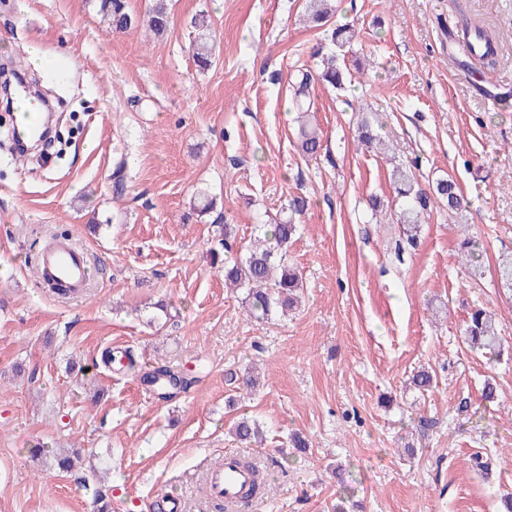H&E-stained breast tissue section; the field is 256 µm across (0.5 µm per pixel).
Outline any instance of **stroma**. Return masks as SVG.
Here are the masks:
<instances>
[{
  "label": "stroma",
  "instance_id": "35a3bbf8",
  "mask_svg": "<svg viewBox=\"0 0 512 512\" xmlns=\"http://www.w3.org/2000/svg\"><path fill=\"white\" fill-rule=\"evenodd\" d=\"M335 4L336 23L359 33L352 85L316 86L312 161L288 91L323 37L304 0H168L160 35L110 31L99 0L0 5V61L28 66L41 46L47 67L29 75L65 116L58 158L0 148V512H96L99 491L111 512H158L161 492L209 512L200 488L228 451L270 468L252 512H332L339 499L362 512H499L512 495V293L495 273L512 252V104L478 92L485 75L512 87V0ZM201 12L214 40L205 70L192 57ZM465 20L494 36L496 63L461 62ZM362 112L388 153L358 147ZM414 161L420 186L453 176L467 205L431 207L398 259L400 227L369 200L404 208L390 173ZM198 193L213 213L190 211ZM297 194L313 200L288 246L301 302L251 319L224 263L287 219ZM61 233L94 269L79 300L38 280V246ZM468 235L475 265L458 254ZM478 307L495 314L501 353L466 346ZM107 350L146 370L175 363L195 384L159 399L103 364ZM252 364L260 385L246 395L229 376ZM423 368L436 379L425 392L410 385ZM244 414L262 443L235 439ZM67 448L81 466L63 473L51 453Z\"/></svg>",
  "mask_w": 512,
  "mask_h": 512
}]
</instances>
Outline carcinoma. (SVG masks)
<instances>
[{"mask_svg":"<svg viewBox=\"0 0 512 512\" xmlns=\"http://www.w3.org/2000/svg\"><path fill=\"white\" fill-rule=\"evenodd\" d=\"M329 0H306L305 10L318 26L330 24L335 10L328 6ZM100 12L110 18L112 28L124 32L131 29L137 19L125 11L124 0H100ZM147 23L151 30L160 34L169 25V13L166 0H154ZM197 40L194 44V59L198 67L205 69L211 65L212 45L210 44L209 25L204 15L194 20ZM357 31L348 26H339L332 30L328 40L334 49L327 52L319 49L315 56L320 58L317 70L299 68L290 85L293 104L299 119V148L303 156L313 158L322 148L317 127L310 120V89L316 82L328 84L336 89L343 88L344 72L338 65V52L351 45L357 38ZM392 185L398 197L409 201L408 207L399 214L404 234L409 244H414L419 224L424 212L436 203L448 208L453 214L464 207V197L453 177L448 176L435 182L430 192L418 187L417 178L411 168L395 165L391 172ZM309 199L304 195H295L288 200V220L273 224L268 230L272 245L255 247L245 255L224 267V283L234 288L247 290L248 314L255 319L267 318L273 309L287 311L296 306L302 280L295 268L288 265L286 253L288 244L297 232L294 218L304 213ZM502 287L512 290V255L503 256L496 269ZM465 342L472 349L493 350L499 344L495 319L481 308L470 312L465 329ZM143 383L156 387L157 395L171 400L187 392L194 380L187 377L178 367L169 363H159L150 371L141 375ZM238 440L251 442L259 435L256 423L243 419L235 427Z\"/></svg>","mask_w":512,"mask_h":512,"instance_id":"obj_1","label":"carcinoma"}]
</instances>
